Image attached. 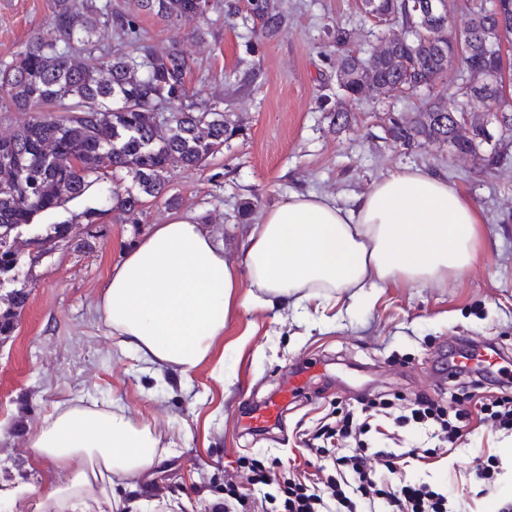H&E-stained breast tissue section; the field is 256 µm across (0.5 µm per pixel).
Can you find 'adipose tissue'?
I'll return each instance as SVG.
<instances>
[{
    "mask_svg": "<svg viewBox=\"0 0 512 512\" xmlns=\"http://www.w3.org/2000/svg\"><path fill=\"white\" fill-rule=\"evenodd\" d=\"M479 223L455 187L420 168L374 182L350 208L314 192L291 194L250 225L239 263L225 259L223 244L196 217L175 216L124 251L98 309L122 348L186 375L209 359L234 309L284 303L310 318L325 290L362 292L464 273L480 244ZM28 445L69 474L42 492L44 512H90L114 479H137L157 453L149 428L122 409L78 403L46 417Z\"/></svg>",
    "mask_w": 512,
    "mask_h": 512,
    "instance_id": "obj_1",
    "label": "adipose tissue"
}]
</instances>
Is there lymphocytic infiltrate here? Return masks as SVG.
Masks as SVG:
<instances>
[{"label":"lymphocytic infiltrate","mask_w":512,"mask_h":512,"mask_svg":"<svg viewBox=\"0 0 512 512\" xmlns=\"http://www.w3.org/2000/svg\"><path fill=\"white\" fill-rule=\"evenodd\" d=\"M412 419L430 424L445 443L456 445L465 435L460 414L444 409L430 397L416 401ZM377 466H370L369 458ZM401 457L379 450L375 455L359 452L336 459V475L324 486H309L298 477L280 471L255 468L246 477L245 486L226 484L230 496L246 497L248 488L278 485L284 495L283 512H448V496L430 485L401 479L396 491L385 488V478L400 476Z\"/></svg>","instance_id":"1"}]
</instances>
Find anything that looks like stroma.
Wrapping results in <instances>:
<instances>
[{"instance_id": "1", "label": "stroma", "mask_w": 512, "mask_h": 512, "mask_svg": "<svg viewBox=\"0 0 512 512\" xmlns=\"http://www.w3.org/2000/svg\"><path fill=\"white\" fill-rule=\"evenodd\" d=\"M229 1L245 4L211 0L206 19L192 26L136 11L135 0H96L135 11L156 51L180 46L193 60L189 91L197 102L232 113L242 132L205 165L171 173L168 193L177 204L110 210L87 224L81 214L95 203L90 194L38 217L42 230L63 221L72 228L67 242L23 268L27 303L16 330L0 336V484L22 487L0 502V512H42L38 491L65 480L53 460L32 456L27 436L69 401L123 409L159 439L155 464L137 486L122 479L112 486L130 512H215L223 502L228 512H251L250 501L225 497L224 485L240 483L252 463L277 470L290 463L300 478L316 481V466L302 455L314 435L345 413L360 414L368 400L400 408L424 395L469 412L470 432L459 445L440 447L430 432L383 412L369 418L365 441L413 451L405 479L443 488L451 512H498L512 501V476L500 473L488 486L473 466L479 458L511 462L512 432L476 414L477 400L494 385L473 386L467 374L449 377L447 363L467 340L487 341L512 379V156L486 170L445 145L392 148L389 120L415 112L416 97L363 99L351 104L346 128L332 125L341 92L327 27L352 29L353 47L364 57L381 36L361 0H283L288 22L270 40L252 37L243 16L225 22ZM52 11L53 0H0V66L48 29ZM253 64L259 79L238 82ZM405 167L445 178L478 210L482 240L465 273L444 282L391 283L357 306L335 297L306 322L277 310L233 313L210 360L186 375L149 369L120 349L100 318L99 292L123 250L174 215L198 216L226 258L238 261L248 224L272 203L315 192L349 208L374 181ZM247 201L252 210L244 217ZM301 366L311 369L307 385L280 423L248 427L247 406L274 397Z\"/></svg>"}]
</instances>
